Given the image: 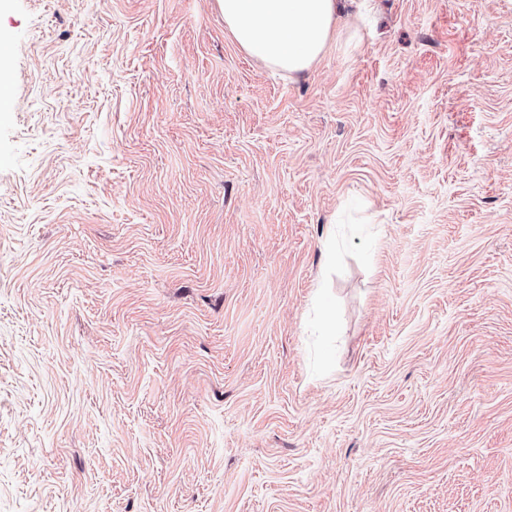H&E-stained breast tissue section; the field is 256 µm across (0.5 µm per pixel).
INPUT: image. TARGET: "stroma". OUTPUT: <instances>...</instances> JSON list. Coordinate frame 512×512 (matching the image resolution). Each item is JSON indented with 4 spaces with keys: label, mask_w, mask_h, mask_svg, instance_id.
Here are the masks:
<instances>
[{
    "label": "stroma",
    "mask_w": 512,
    "mask_h": 512,
    "mask_svg": "<svg viewBox=\"0 0 512 512\" xmlns=\"http://www.w3.org/2000/svg\"><path fill=\"white\" fill-rule=\"evenodd\" d=\"M0 42V512H512V0L293 77L217 0Z\"/></svg>",
    "instance_id": "1"
}]
</instances>
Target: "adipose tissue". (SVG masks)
I'll return each instance as SVG.
<instances>
[{
	"instance_id": "1",
	"label": "adipose tissue",
	"mask_w": 512,
	"mask_h": 512,
	"mask_svg": "<svg viewBox=\"0 0 512 512\" xmlns=\"http://www.w3.org/2000/svg\"><path fill=\"white\" fill-rule=\"evenodd\" d=\"M218 5L247 56L292 75L320 60L344 0H218Z\"/></svg>"
}]
</instances>
